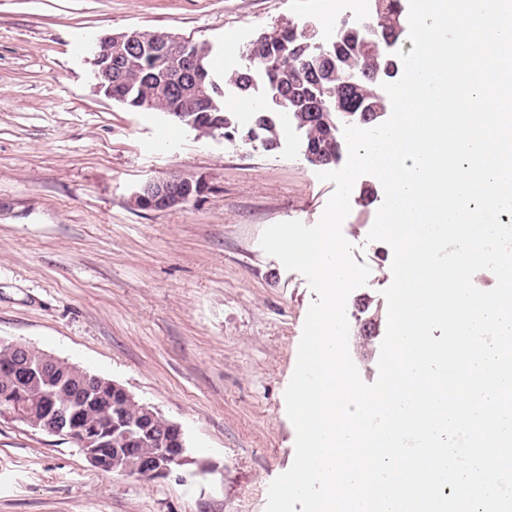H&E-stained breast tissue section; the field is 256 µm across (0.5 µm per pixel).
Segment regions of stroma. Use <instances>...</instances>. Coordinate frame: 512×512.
Wrapping results in <instances>:
<instances>
[{
  "instance_id": "1",
  "label": "stroma",
  "mask_w": 512,
  "mask_h": 512,
  "mask_svg": "<svg viewBox=\"0 0 512 512\" xmlns=\"http://www.w3.org/2000/svg\"><path fill=\"white\" fill-rule=\"evenodd\" d=\"M318 0H0V340L125 386L181 425L193 459L166 478L106 472L73 441L0 419V512H265L295 457L284 398L308 310L307 279L267 255L262 231L320 219L319 180L296 127L278 145L205 137L96 87L84 32H169L234 48L281 22L320 23ZM204 178L169 210L133 207L142 184ZM378 208L352 205L342 233L370 269L347 299L349 352L378 377L391 247L369 240Z\"/></svg>"
}]
</instances>
